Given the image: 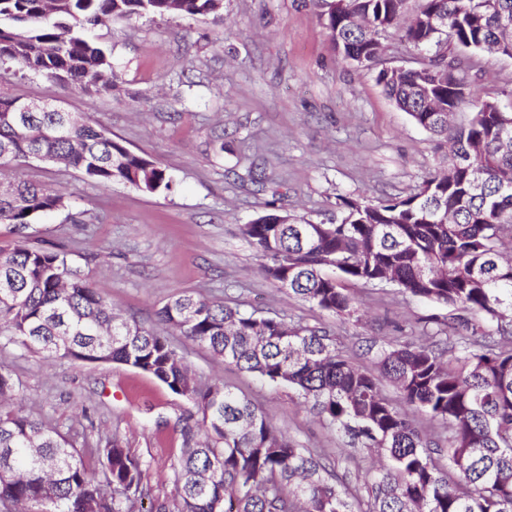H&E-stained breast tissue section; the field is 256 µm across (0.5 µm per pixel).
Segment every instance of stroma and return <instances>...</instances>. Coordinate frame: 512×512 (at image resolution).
<instances>
[{"label": "stroma", "mask_w": 512, "mask_h": 512, "mask_svg": "<svg viewBox=\"0 0 512 512\" xmlns=\"http://www.w3.org/2000/svg\"><path fill=\"white\" fill-rule=\"evenodd\" d=\"M87 34L112 56L110 92L88 96L5 62L0 96L47 99L90 116L165 168L172 187L149 193L123 182L101 186L64 166L12 165L0 175L61 190L68 201L28 228L31 241L89 256L91 287L117 312L168 337L203 382L246 396L303 447L343 449L350 469L367 463L366 450L329 432L294 393L170 334L158 311L186 292L220 298L243 311L328 327L349 357L372 368L366 341L419 340L423 327L447 323V307L388 283L348 281L358 312L336 317L267 280L242 228L272 213L327 224L347 199L406 198L443 170L447 144L396 107L376 80L378 69L342 58L311 0H221L215 16L114 18ZM401 35L396 28L381 34L378 68L416 67L434 55ZM459 76L468 91L512 112V60L473 54ZM0 364L26 414L74 439L88 466L96 448L119 438L146 461L151 497L174 498L171 464L182 448L178 418L187 401L116 363L51 360L6 345Z\"/></svg>", "instance_id": "stroma-1"}]
</instances>
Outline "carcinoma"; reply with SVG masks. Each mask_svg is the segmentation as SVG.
<instances>
[{
	"label": "carcinoma",
	"mask_w": 512,
	"mask_h": 512,
	"mask_svg": "<svg viewBox=\"0 0 512 512\" xmlns=\"http://www.w3.org/2000/svg\"><path fill=\"white\" fill-rule=\"evenodd\" d=\"M221 0H0V62H15L86 95L112 91L110 54L85 36L106 17L207 16ZM343 58L376 66L380 32L395 27L405 0H318ZM422 21L403 28L419 48L447 43L464 54L512 44V0H423ZM435 55L398 79H376L396 105L451 144L448 170L408 198L343 202L335 224H246L243 234L276 285L339 317L357 312L342 281L390 282L412 296L468 312L453 335L394 340L376 367L396 389L386 398L372 372L355 366L325 326L258 316L224 301L183 294L159 311L180 335L275 387L294 390L328 426L367 450L370 467L338 473V461L302 448L248 400L204 384L163 336L115 312L89 284L74 253L32 244L23 230L65 207V195L16 182L0 195V223L20 233L0 252V337L46 358L118 363L149 374L200 418L182 422L172 464L174 503L156 512H512V112L462 93L451 58ZM0 97V152L33 154L100 183L150 193L171 189L166 170L128 149L89 117L15 112ZM464 107L473 117L448 124ZM487 174L469 192L470 167ZM327 267L336 270L330 276ZM15 383L0 366V402ZM104 480L56 428L0 409V508L4 512H134L143 463L116 438L99 449Z\"/></svg>",
	"instance_id": "obj_1"
}]
</instances>
